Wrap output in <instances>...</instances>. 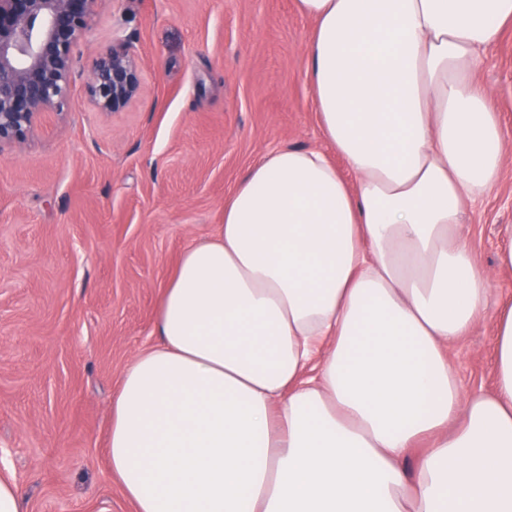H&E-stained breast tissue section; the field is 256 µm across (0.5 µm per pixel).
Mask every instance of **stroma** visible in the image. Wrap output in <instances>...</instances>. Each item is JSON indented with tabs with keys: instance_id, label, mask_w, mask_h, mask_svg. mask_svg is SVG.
<instances>
[{
	"instance_id": "stroma-1",
	"label": "stroma",
	"mask_w": 512,
	"mask_h": 512,
	"mask_svg": "<svg viewBox=\"0 0 512 512\" xmlns=\"http://www.w3.org/2000/svg\"><path fill=\"white\" fill-rule=\"evenodd\" d=\"M314 30L294 0H99L77 47L75 107L47 114L0 152V476L27 512H134L110 472L112 398L181 253L211 236L224 201L273 147H323L303 49ZM121 39L141 95L98 112L94 59ZM475 80L505 134L497 183L461 232L512 300L497 253L512 227V25ZM492 325L454 343L464 392L493 388Z\"/></svg>"
}]
</instances>
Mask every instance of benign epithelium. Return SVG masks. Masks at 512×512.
Returning <instances> with one entry per match:
<instances>
[{"instance_id":"7a95c632","label":"benign epithelium","mask_w":512,"mask_h":512,"mask_svg":"<svg viewBox=\"0 0 512 512\" xmlns=\"http://www.w3.org/2000/svg\"><path fill=\"white\" fill-rule=\"evenodd\" d=\"M97 3L0 0V152L26 142L44 114L73 109L76 48ZM140 91V64L126 42L95 58L86 95L98 111L118 112Z\"/></svg>"}]
</instances>
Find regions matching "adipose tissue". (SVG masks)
Masks as SVG:
<instances>
[{"label": "adipose tissue", "mask_w": 512, "mask_h": 512, "mask_svg": "<svg viewBox=\"0 0 512 512\" xmlns=\"http://www.w3.org/2000/svg\"><path fill=\"white\" fill-rule=\"evenodd\" d=\"M295 4L325 146L264 153L182 253L111 473L135 512H512V304L459 233L502 166L472 71L512 0ZM491 309L467 396L448 347Z\"/></svg>", "instance_id": "obj_1"}]
</instances>
